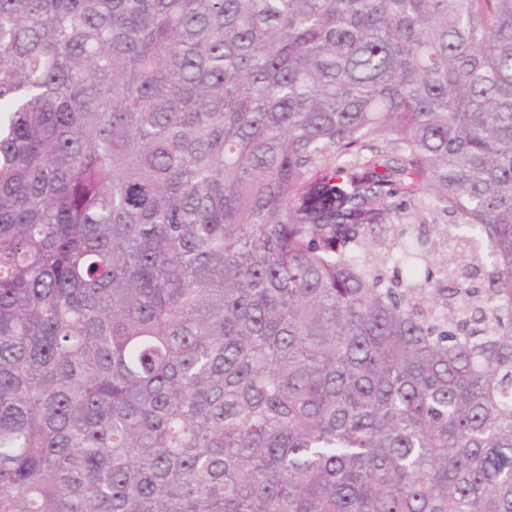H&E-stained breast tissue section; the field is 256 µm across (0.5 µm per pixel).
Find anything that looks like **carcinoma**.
<instances>
[{
	"label": "carcinoma",
	"mask_w": 512,
	"mask_h": 512,
	"mask_svg": "<svg viewBox=\"0 0 512 512\" xmlns=\"http://www.w3.org/2000/svg\"><path fill=\"white\" fill-rule=\"evenodd\" d=\"M0 512H512V0H0ZM454 218L444 213L422 210L419 215L411 218V224H426V234L430 241L438 239L436 228L433 224H452Z\"/></svg>",
	"instance_id": "cac0c4a2"
}]
</instances>
